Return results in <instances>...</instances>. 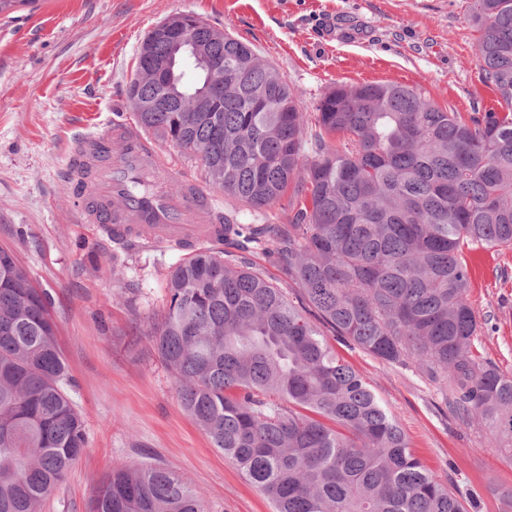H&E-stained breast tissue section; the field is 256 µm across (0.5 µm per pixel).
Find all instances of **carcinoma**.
Returning a JSON list of instances; mask_svg holds the SVG:
<instances>
[{
	"instance_id": "cac0c4a2",
	"label": "carcinoma",
	"mask_w": 512,
	"mask_h": 512,
	"mask_svg": "<svg viewBox=\"0 0 512 512\" xmlns=\"http://www.w3.org/2000/svg\"><path fill=\"white\" fill-rule=\"evenodd\" d=\"M480 81L497 107L464 116L396 82L325 89L314 123L297 92L255 51L213 26L191 30L224 69L218 112L162 101L176 87L138 53L127 88L151 103L139 126L198 158L224 212V244L167 275L151 340L182 409L274 512H467L412 452L396 417L332 350L283 289L245 254L274 256L340 338L388 363H412L451 391L512 461V374L476 354L480 323L462 260L469 245L512 246V0H471ZM162 59L172 41L143 37ZM260 99L273 102L268 110ZM292 189L284 224H241ZM0 512H40L85 448L65 391L51 316L13 252L0 247ZM90 512H203L173 470L119 466Z\"/></svg>"
}]
</instances>
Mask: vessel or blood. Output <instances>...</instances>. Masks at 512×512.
Segmentation results:
<instances>
[{
    "instance_id": "obj_1",
    "label": "vessel or blood",
    "mask_w": 512,
    "mask_h": 512,
    "mask_svg": "<svg viewBox=\"0 0 512 512\" xmlns=\"http://www.w3.org/2000/svg\"><path fill=\"white\" fill-rule=\"evenodd\" d=\"M63 175L78 189L80 223L94 225L109 242L169 243L192 252L224 237L214 196L188 176L179 193L168 194L172 168L131 120L116 119L105 133L82 136ZM135 179L148 185L147 193H131Z\"/></svg>"
}]
</instances>
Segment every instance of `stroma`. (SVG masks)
Here are the masks:
<instances>
[{
	"label": "stroma",
	"instance_id": "35a3bbf8",
	"mask_svg": "<svg viewBox=\"0 0 512 512\" xmlns=\"http://www.w3.org/2000/svg\"><path fill=\"white\" fill-rule=\"evenodd\" d=\"M468 0H38L0 15V247L14 251L52 299L86 447L42 512H88L122 465L175 470L205 512H273L237 466L184 413L152 328L166 308V278L185 252L172 244L118 246L74 223L62 174L76 140L105 132L144 35L191 13L250 43L312 113L337 84L395 81L440 107L476 112L494 94L477 77L478 32ZM469 302L483 359L512 372V248L464 251ZM336 354L369 383L402 425L433 478L467 488L468 512H502L512 462L480 427L451 412L439 384L414 365L390 364L339 337Z\"/></svg>",
	"mask_w": 512,
	"mask_h": 512
}]
</instances>
